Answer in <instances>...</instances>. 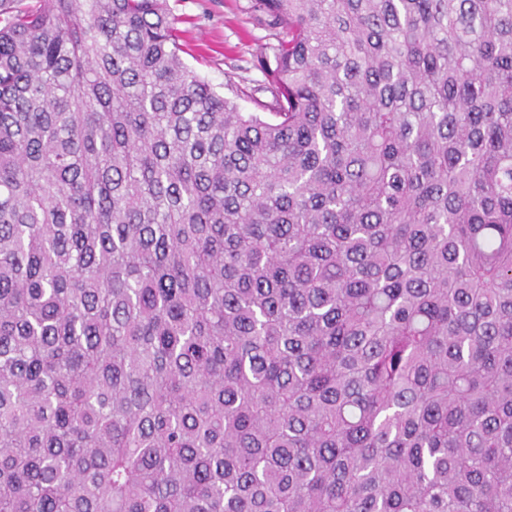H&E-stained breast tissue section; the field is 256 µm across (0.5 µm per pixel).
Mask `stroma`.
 I'll list each match as a JSON object with an SVG mask.
<instances>
[{
	"label": "stroma",
	"mask_w": 512,
	"mask_h": 512,
	"mask_svg": "<svg viewBox=\"0 0 512 512\" xmlns=\"http://www.w3.org/2000/svg\"><path fill=\"white\" fill-rule=\"evenodd\" d=\"M169 5L186 64L241 111L272 102L257 57L275 44L276 30L250 10L249 0H169Z\"/></svg>",
	"instance_id": "stroma-1"
}]
</instances>
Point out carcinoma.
I'll list each match as a JSON object with an SVG mask.
<instances>
[{
    "label": "carcinoma",
    "mask_w": 512,
    "mask_h": 512,
    "mask_svg": "<svg viewBox=\"0 0 512 512\" xmlns=\"http://www.w3.org/2000/svg\"><path fill=\"white\" fill-rule=\"evenodd\" d=\"M0 0V512H512V0ZM183 61L242 112H269L257 102L273 100L270 84L257 67L261 51L270 54L278 29L249 9V0H169ZM244 89L247 96H238Z\"/></svg>",
    "instance_id": "obj_1"
}]
</instances>
